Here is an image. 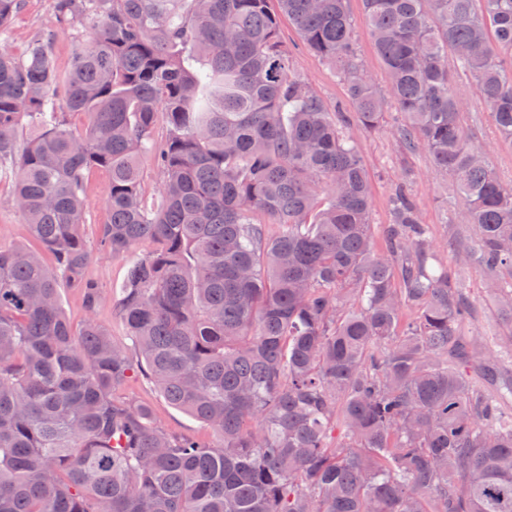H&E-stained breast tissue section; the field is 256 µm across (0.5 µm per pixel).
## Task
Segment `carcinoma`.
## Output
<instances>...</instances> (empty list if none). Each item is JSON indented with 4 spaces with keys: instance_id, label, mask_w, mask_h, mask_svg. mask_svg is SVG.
I'll return each mask as SVG.
<instances>
[{
    "instance_id": "obj_1",
    "label": "carcinoma",
    "mask_w": 512,
    "mask_h": 512,
    "mask_svg": "<svg viewBox=\"0 0 512 512\" xmlns=\"http://www.w3.org/2000/svg\"><path fill=\"white\" fill-rule=\"evenodd\" d=\"M348 3L54 0L23 57L0 46V176L36 243L0 244V512H512V374L468 336L461 283L494 275L512 322V185L470 143L448 66L512 141V0H361L386 96ZM22 4L0 0V35ZM283 15L364 129L397 109L404 147L455 184L449 221L476 242L454 274L429 271L401 188L376 250L362 159L294 71ZM86 25L62 76L51 40ZM93 167L111 179L97 245L146 248L112 289L129 348L93 317ZM66 286L83 293L78 329ZM136 374L217 442L158 426L122 394ZM350 12L353 18L357 40L359 44L360 54L364 62L365 68L372 74L378 88L385 90V73L383 66L375 53L373 44L368 34V27L365 20V15L362 11L359 0H350ZM161 174L157 169L155 161L150 156L142 158V187L149 199L156 196L157 189L161 182Z\"/></svg>"
}]
</instances>
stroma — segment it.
Segmentation results:
<instances>
[{
	"label": "stroma",
	"mask_w": 512,
	"mask_h": 512,
	"mask_svg": "<svg viewBox=\"0 0 512 512\" xmlns=\"http://www.w3.org/2000/svg\"><path fill=\"white\" fill-rule=\"evenodd\" d=\"M52 7L53 0H25L7 34V42L16 55H23L31 38L44 27L51 17ZM280 38L290 52L297 74L326 101L331 110L344 118L342 129L354 141L371 182L372 223L380 227L390 223L392 190L396 183L406 182L427 227L434 254L432 267L452 269L460 239L454 227L445 221L448 199L453 192L451 181L436 173L427 153H410L403 148L397 135V113L386 114L377 129L363 131L349 106L345 84L337 78L331 65L303 45L288 20L280 22ZM454 87L467 105L471 143L484 149L499 178L512 184V143L500 139L489 112L476 97L474 82L469 76L458 74ZM109 191L108 172L100 168L90 169L85 185L84 235L87 240H94L98 225L107 223L109 219L106 205ZM28 240L27 227L12 205V183L1 179L0 244L25 243ZM463 283L466 293L477 306V314L467 329L470 335L480 337V347L484 352L495 353L499 318L490 304L488 277L482 270L472 269L464 275ZM124 390L148 403L156 421L170 432L191 435L204 442L213 441L214 436L206 427L171 407L143 377L131 378Z\"/></svg>",
	"instance_id": "35a3bbf8"
}]
</instances>
